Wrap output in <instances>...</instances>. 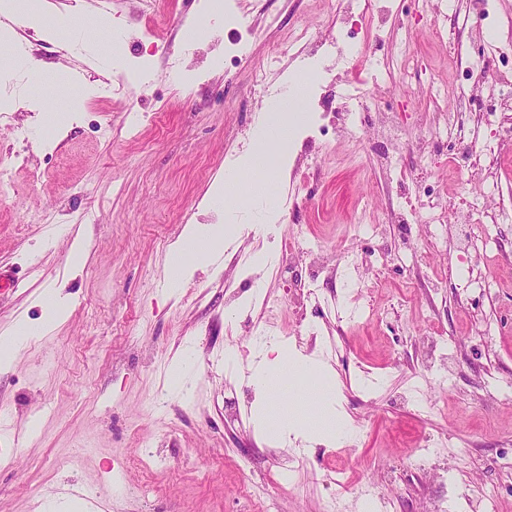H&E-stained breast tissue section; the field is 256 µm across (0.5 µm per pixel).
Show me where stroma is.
<instances>
[{"mask_svg":"<svg viewBox=\"0 0 512 512\" xmlns=\"http://www.w3.org/2000/svg\"><path fill=\"white\" fill-rule=\"evenodd\" d=\"M492 22L470 0H450L462 67L434 39L419 0H395L387 41L346 49L344 65L311 82L338 96L359 87L401 124L393 169L376 163L380 141L356 145L328 135L305 146L310 112L294 121L290 153L278 166L280 205L256 214L265 235L207 194L262 135L255 73L281 49L291 26L327 37L340 21L339 0H276L279 18L248 60L224 68L222 29L188 40L199 0H41L36 27H0V271L14 275L0 291V337L45 326L0 365V512H34L42 496L68 495L91 512H248L244 483L265 484L274 512H320L338 498L344 512H484L482 487L495 488L498 512H512V223L468 225L473 247L458 252L454 218L463 208L512 214V145L494 157L489 178L474 179L450 158L456 144L422 154L412 142L445 129L449 112L479 113L485 96L462 77L490 42L512 49V0H493ZM76 28L64 49L59 19ZM111 20L120 40L101 27ZM406 35L413 65L392 56ZM191 43L188 75L172 78L168 58ZM41 65L40 82L28 64ZM152 79L141 85L137 68ZM126 95L108 92L112 79ZM28 128L16 140L14 127ZM249 129L251 140L232 135ZM430 164L433 199L446 223L397 224L389 210L414 196L405 175ZM374 210L369 235L353 217ZM233 225L212 261L195 264L168 288L171 245L187 225ZM302 236L328 254L354 253L373 264L368 287L351 292L369 304L363 318L341 319L337 352L300 335L294 307L307 263L260 267L262 249L279 252ZM85 260L73 267L75 241ZM259 279L270 309L249 287ZM60 290L64 321L46 325L45 297ZM271 321L276 336L255 344L249 331ZM448 341L440 361L428 344ZM321 363L317 385L353 425L344 439L309 442L268 424L253 365L279 348ZM189 366L172 387L171 364ZM448 365L453 379L434 373ZM442 447H432V440ZM429 448L424 469L411 461ZM292 471L282 481L283 471ZM371 483L372 509L357 500Z\"/></svg>","mask_w":512,"mask_h":512,"instance_id":"stroma-1","label":"stroma"}]
</instances>
